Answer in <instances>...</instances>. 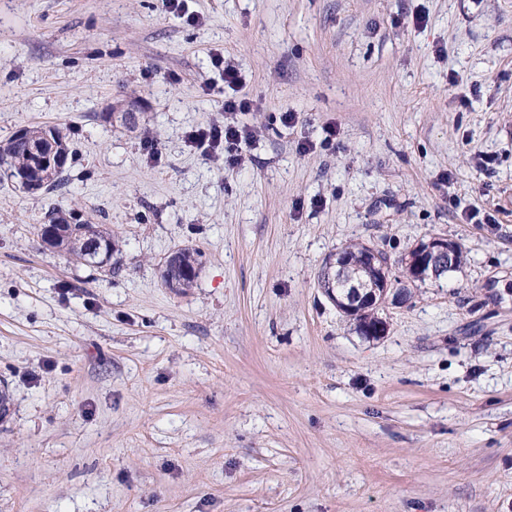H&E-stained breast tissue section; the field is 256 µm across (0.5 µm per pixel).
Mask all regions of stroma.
Returning <instances> with one entry per match:
<instances>
[{
	"label": "stroma",
	"mask_w": 512,
	"mask_h": 512,
	"mask_svg": "<svg viewBox=\"0 0 512 512\" xmlns=\"http://www.w3.org/2000/svg\"><path fill=\"white\" fill-rule=\"evenodd\" d=\"M236 95L253 139L189 146ZM34 125L72 158L0 177V512H512V0H0V141ZM434 235L463 264L381 338L317 284ZM46 135L52 145V153L47 152L45 145L39 141L29 142L30 168L20 178L22 186L29 192H36L40 189L41 177L44 172L53 168H62L67 162L65 152V140L63 132L57 127H51ZM65 167L57 172H52L45 180H42V188L45 191L60 189L66 180ZM69 219H61L58 224H55L56 228L66 233L64 238L63 248L67 253L75 255L80 261H83L86 265L104 268L109 266V270L112 272L116 269L119 264V259H116L112 263V257L114 254L120 251L119 239H117L112 231L104 228L101 224H89L84 222L80 218H77L75 214ZM100 239L106 243V260H93L87 254L89 243L93 239ZM367 250L368 246L361 243H353L346 246L342 251L344 257L348 260L350 273L354 276H359L365 282H369L371 277L375 278L372 268L369 267L363 259ZM343 254H336V261L333 262L334 259H329L328 263L344 267L342 265ZM195 252L190 250H181L176 254L177 261L179 263V267H183L189 270L190 274H182L179 273V277L176 281V286L174 287L171 283H168V286L171 288H190L192 287L195 279L198 276L199 263L197 257H195ZM197 256V254H196Z\"/></svg>",
	"instance_id": "stroma-1"
}]
</instances>
